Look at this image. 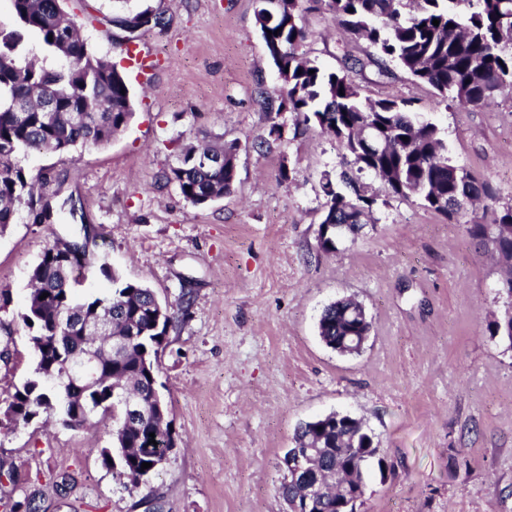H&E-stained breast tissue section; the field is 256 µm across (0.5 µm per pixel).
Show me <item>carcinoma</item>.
<instances>
[{
	"label": "carcinoma",
	"instance_id": "obj_1",
	"mask_svg": "<svg viewBox=\"0 0 512 512\" xmlns=\"http://www.w3.org/2000/svg\"><path fill=\"white\" fill-rule=\"evenodd\" d=\"M62 0H12L17 21L14 29L0 28V232L14 223L25 206L33 223L55 218L56 208L40 188L49 174L32 175L21 165L20 155L31 150L67 154L77 147H105L128 125L133 116L129 86L117 65L80 36L76 23L62 12ZM255 18L269 57L281 80L278 105L263 97L270 112L294 114L295 121L313 123L332 135L345 148L349 169L336 178L324 175L322 219L318 244L334 252L348 238H355L367 224L377 198L360 185L362 174L386 183L389 196L414 197L450 223L461 224L475 239L492 244L499 261L508 268L499 288L512 292V204L492 209L483 221L467 206L477 199H494L488 182L448 158V148L439 128L410 117L413 100L364 99L353 74L373 64L378 74L394 63L415 80L431 85L440 101L479 106L512 87V0H255ZM323 11L336 18L353 41L364 40L375 53L360 59L345 56V66L328 72L302 52L308 33L303 13ZM145 25L165 26L164 13L151 5L135 15L118 12L112 24L122 30L130 18ZM439 20V25L432 24ZM278 35H273V32ZM39 37L43 49L61 54L66 63L49 67L23 50L26 35ZM53 40H48V37ZM26 111L12 108L14 100ZM407 140H402V137ZM239 150L233 141L220 147L193 146L179 152L177 163L163 179L177 183L183 198L195 206L207 205L230 193L237 179L234 161ZM200 152L224 154V169L211 172L194 166ZM343 225L341 236L334 226ZM101 273L112 284L103 296L79 298L77 268L66 267L59 255L48 249L30 271L31 292L20 319L33 339L36 364L31 375L10 396L7 409L14 412L8 423L27 426L35 420L56 419L80 427L97 413L110 412L122 426L112 435V448L102 449L103 463L118 459L120 476L136 488L166 462L170 451V422L157 415L149 400L152 379L159 372L163 349L177 312L162 304L154 291L124 280L107 263ZM45 299H40L43 293ZM358 303L351 298L327 305L319 319V336L336 346L347 336L366 329L355 315ZM112 315L110 337L96 347L97 382L80 391L64 385L49 388L47 360L67 361L82 353L88 338L84 325ZM507 349H512V314L489 327ZM119 389L141 394L142 415L127 421L126 406L112 398ZM156 445L149 446V434ZM293 440L317 449L306 482L285 479L279 493L287 503L302 496L305 483L332 481L336 466L349 475L348 493L356 495L365 486V462L376 456L374 436L354 419L349 423L336 415L301 424ZM151 467L141 470V464ZM36 490L11 504L10 512H39Z\"/></svg>",
	"mask_w": 512,
	"mask_h": 512
}]
</instances>
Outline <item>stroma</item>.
I'll use <instances>...</instances> for the list:
<instances>
[{
    "instance_id": "obj_1",
    "label": "stroma",
    "mask_w": 512,
    "mask_h": 512,
    "mask_svg": "<svg viewBox=\"0 0 512 512\" xmlns=\"http://www.w3.org/2000/svg\"><path fill=\"white\" fill-rule=\"evenodd\" d=\"M167 24L139 32L152 74L124 65L134 115L110 145L21 158L49 172L51 224L20 210L0 234V409L35 366L19 320L29 273L41 254L88 228V250L161 301L184 304L170 330L159 381L174 446L146 484L132 488L102 463L111 417L71 428L0 425V461L19 476L0 500L42 493V512H288L278 492L281 459L297 426L336 412L360 419L379 453L367 464L359 512H512V351L490 336L506 301L502 270L463 225L421 206L379 200L355 243L326 253L317 242L324 174L346 168L342 144L290 113L265 112L260 92L281 83L255 21V0H152ZM83 38L122 62L112 0H65ZM305 50L328 71L342 55L332 18L308 11ZM363 96L409 97L435 124L448 156L488 180L498 204L512 202V88L495 103H440L428 84L398 67L356 75ZM280 133H273V124ZM239 143L230 194L186 202L161 173L178 148ZM354 297L371 330L363 351L341 355L318 333L324 307ZM71 489H56L60 475Z\"/></svg>"
}]
</instances>
